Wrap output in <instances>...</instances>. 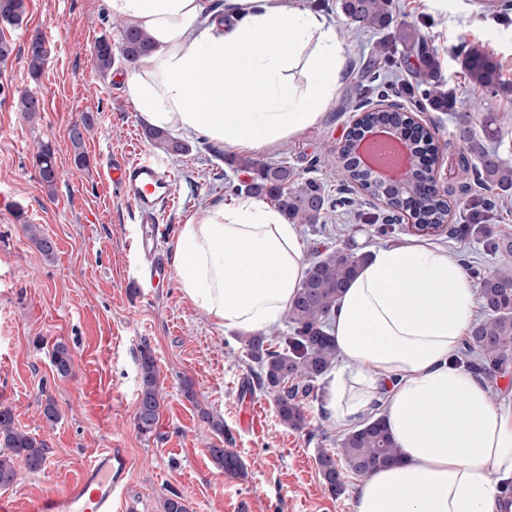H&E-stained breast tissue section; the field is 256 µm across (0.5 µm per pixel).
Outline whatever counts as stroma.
<instances>
[{
	"instance_id": "obj_1",
	"label": "stroma",
	"mask_w": 512,
	"mask_h": 512,
	"mask_svg": "<svg viewBox=\"0 0 512 512\" xmlns=\"http://www.w3.org/2000/svg\"><path fill=\"white\" fill-rule=\"evenodd\" d=\"M304 7L333 21L348 47L347 75L320 125L282 145L258 151V158L288 162L303 176L319 179L329 198H347L353 216L337 224L327 214L317 226L298 225L305 253L347 245L363 252L399 245L410 234L392 225L379 234L356 212L384 214L380 201L336 176V149L344 141L361 101L360 89L370 79L389 90L429 128L439 145L437 176L446 190L448 232L432 235L469 266L491 268L501 256L487 251L482 239L468 231L473 210H486L494 234L512 235V200L491 204L490 192L473 186L459 193L457 179L462 143L455 117L466 113L481 139L512 161V0H495L493 9L480 0H393L390 26L373 33L347 23L339 0H301ZM22 23L0 31L14 51L0 61V188L18 207L0 213V406L10 407L18 426L46 442L45 466L21 471L1 493L17 501L57 492L78 480L103 449L123 453L126 470L119 512H161L163 499L181 493L189 512H351V501L363 479L351 474L337 496L325 491L316 458L336 450L346 432L323 409L325 381L303 398L305 429L283 425L272 394L260 389L252 361L238 332L217 329L186 301L176 284L136 293V273L129 246L139 217L111 185L98 177L109 160L134 159L140 151L155 152L146 125L126 99L120 76L126 66L116 59L108 74L94 65L98 39L119 42L104 0H26ZM409 24L424 39L438 64V78L457 99L454 111L425 105L409 68L393 73L390 58H402L396 40L400 25ZM55 26L39 77L28 71L24 47L35 33ZM475 48L497 64L500 84L488 92L469 85L461 66L466 50ZM377 64L370 73L369 64ZM41 94L45 110L36 121L16 108L20 92ZM93 126L81 148L70 132L83 115ZM182 156L163 155L174 178L176 202L159 218L173 244L186 216L200 205L232 202L246 172L228 162L229 153L196 137ZM51 144L61 173L54 188L44 186L32 166L41 145ZM88 158L77 166L76 150ZM38 225L57 246L46 259L29 237L27 225ZM68 346L73 372L58 376L51 363L56 343ZM150 349L164 398L153 435L134 426L139 393V358ZM197 395L189 401L183 380ZM53 398L61 414L55 425L41 415L45 398ZM206 408L224 420L229 448L244 465L241 475L222 472L209 448L218 435L203 422ZM253 410L262 428H241L239 418Z\"/></svg>"
}]
</instances>
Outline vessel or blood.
Segmentation results:
<instances>
[{
    "mask_svg": "<svg viewBox=\"0 0 512 512\" xmlns=\"http://www.w3.org/2000/svg\"><path fill=\"white\" fill-rule=\"evenodd\" d=\"M102 174L150 222L148 229L133 240L135 254L148 264L145 276L135 281V288L163 287L168 282L170 267L161 248L163 228L157 219L174 200V182L169 171L147 157L132 163L112 162ZM124 469L123 457L112 449H104L75 485L21 503L1 499L0 512H112L113 496Z\"/></svg>",
    "mask_w": 512,
    "mask_h": 512,
    "instance_id": "b4317fda",
    "label": "vessel or blood"
}]
</instances>
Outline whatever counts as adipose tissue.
Wrapping results in <instances>:
<instances>
[{"mask_svg":"<svg viewBox=\"0 0 512 512\" xmlns=\"http://www.w3.org/2000/svg\"><path fill=\"white\" fill-rule=\"evenodd\" d=\"M105 0L153 48L122 77L144 123L230 152L277 146L318 125L346 74L338 28L297 0ZM173 267L183 297L224 331L279 326L309 264L294 224L264 200L199 207ZM477 290L447 248L411 239L373 248L329 321L341 365L324 410L350 426L381 407L397 460L369 473L352 512H503L512 480V402L454 362Z\"/></svg>","mask_w":512,"mask_h":512,"instance_id":"ef3b65f1","label":"adipose tissue"}]
</instances>
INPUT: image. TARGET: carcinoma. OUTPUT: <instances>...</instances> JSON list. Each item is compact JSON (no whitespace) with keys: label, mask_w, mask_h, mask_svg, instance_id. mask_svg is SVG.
<instances>
[{"label":"carcinoma","mask_w":512,"mask_h":512,"mask_svg":"<svg viewBox=\"0 0 512 512\" xmlns=\"http://www.w3.org/2000/svg\"><path fill=\"white\" fill-rule=\"evenodd\" d=\"M345 18L373 31L386 29L392 21V0H341ZM26 12L25 0H0V25L14 26L22 21ZM398 39L411 49L418 47L423 68L416 73V87L423 99L431 106L448 104L446 94L435 81L437 63L419 44L411 28L403 26ZM152 47L150 37L138 29H124L119 53L128 63L135 61ZM47 57L42 34L31 36L26 47V59L31 74L38 75ZM115 60L114 46L108 39L100 40L95 47L96 70L107 75ZM462 67L467 81L473 87L493 91L498 85V70L490 57L477 50L463 56ZM17 109L27 120L36 118L44 111V105L36 94L25 92L17 101ZM460 138L464 143L460 156L461 184L469 180V172L476 169L477 181L487 190L499 191L502 196L512 195V165L505 162L496 149L475 138L466 117L459 116ZM92 128V119L85 116L82 128L72 129V142L78 152L75 163L87 164V158L79 151L82 131ZM146 136L166 154L181 156L189 152V144L160 129L145 130ZM237 169L248 173L249 181L236 191L266 199L293 224L313 226L319 223L328 199L319 180L305 178L286 162L267 163L254 157L231 160ZM33 167L47 187H53L59 178L54 152L44 144L33 157ZM342 182L353 183L363 190L374 193V178L368 172L350 162L339 167ZM402 195L416 203V218L422 229L443 224L448 217L447 205L422 189L419 181L411 182L402 189ZM27 231L38 249L47 257L55 253V243L41 233L37 226L27 225ZM472 231L486 238V246L493 253L512 256V237H495L492 230L476 224ZM369 259L366 253L338 246L322 253H311L310 271L296 299L288 310V333L277 343L269 342L264 334L244 337L248 356L257 366L255 376L258 386L272 394L280 421L290 428L300 430L307 425L301 408V399L315 390V383L323 377L338 358L334 338L329 333V319L338 297L356 276L360 267ZM479 280L478 298L482 315L477 319L472 334L464 343L457 362L471 367L476 373L495 376L512 369V265L501 263L485 272L474 271ZM52 365L56 373L66 377L72 373L73 358L62 343L54 346ZM139 402L134 416L135 427L144 437L155 430L161 410V393L156 360L147 348L139 359ZM209 453L215 465L224 472L237 475L243 464L237 454L227 448H211ZM398 457V448L383 420L371 417L343 435L338 443L337 455L322 452L317 457L319 472L329 493L336 495L344 489V472L363 476L370 464L383 465ZM47 459L46 443L37 440L16 427L11 410L0 407V487L15 482L17 466L31 472L43 468ZM162 512H188L185 497L172 493L162 501Z\"/></svg>","instance_id":"cac0c4a2"}]
</instances>
